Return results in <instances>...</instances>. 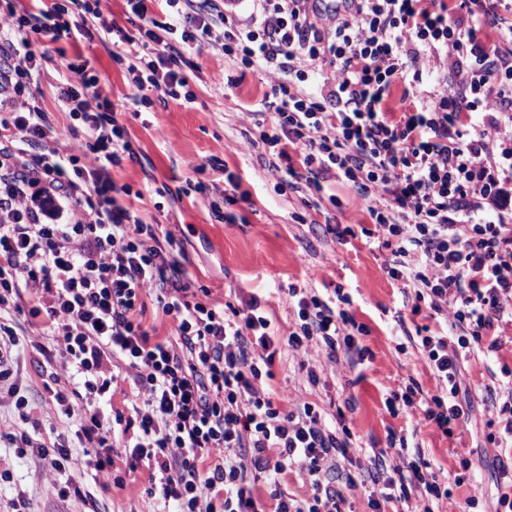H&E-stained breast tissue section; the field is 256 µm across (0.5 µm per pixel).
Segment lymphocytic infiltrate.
I'll return each instance as SVG.
<instances>
[{
	"label": "lymphocytic infiltrate",
	"instance_id": "f902f5d3",
	"mask_svg": "<svg viewBox=\"0 0 512 512\" xmlns=\"http://www.w3.org/2000/svg\"><path fill=\"white\" fill-rule=\"evenodd\" d=\"M239 19L234 0H163L157 24L148 0H127L136 33L100 18V0H52L0 14V402L11 400L20 425L0 430V444L40 459L53 492L86 500L85 474L113 484L116 457L129 470L149 469L157 512H345L357 486L344 421L329 423L311 403L289 408L272 397L275 357L318 349L330 363L362 354L366 328L342 289L289 287L296 321L280 334L264 301L218 306L206 288H191L172 234L140 220L125 203L127 187L111 176L132 148L96 70L78 57L67 65L57 100L83 134L68 152L55 145L46 111L27 96L40 66L33 36H117L138 92L193 102L181 66L223 41L232 61L274 81L270 123L258 142L284 163L289 189L302 155L308 188L321 176L351 182L369 199L372 227L334 225L345 239L364 235L389 249L385 270L412 292V315L428 312L436 329L416 349L436 376L435 392L409 382L385 399L390 413L415 408L444 435L467 419L461 362L474 350L501 348L496 327L512 324V27L496 41L478 34L507 0H342L323 14L322 0H253ZM100 21L74 27L73 11ZM334 76L315 81L318 65ZM440 71L446 88L418 97L404 112L387 111L397 80ZM55 195L68 223L45 222L36 195ZM152 322H145V315ZM36 336L19 334L21 324ZM53 367L50 395L73 434L44 435L37 403L19 381L23 345ZM136 392L131 412L100 407L122 385ZM492 427L486 440L512 447V378L487 389ZM372 512L403 501L432 512L446 498L421 451L404 466L374 459ZM306 475L311 492H275L261 502L255 482L285 470Z\"/></svg>",
	"mask_w": 512,
	"mask_h": 512
}]
</instances>
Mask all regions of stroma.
<instances>
[{"label":"stroma","mask_w":512,"mask_h":512,"mask_svg":"<svg viewBox=\"0 0 512 512\" xmlns=\"http://www.w3.org/2000/svg\"><path fill=\"white\" fill-rule=\"evenodd\" d=\"M32 49L41 66L33 72L29 89L55 127L60 148H69L77 133L57 103L55 87L74 58L73 48L68 39L37 35ZM112 50L111 43L97 39L82 47L97 71L99 91L112 102L137 153L136 160L126 159L112 168V179L131 188L126 202L144 223L159 225L182 242L187 276L208 288L210 301L238 305L251 294L268 293V316L284 331L295 319L285 293L288 286L315 288L326 297L340 286L350 294V312L367 328L359 339L367 350L363 365L353 369L342 361L332 366L313 350L302 357L276 359L269 382L275 393H287L291 404L319 405L327 419L344 409L353 434L350 453L364 469L348 501L349 512H371V482L365 469L373 452L386 450L391 433L419 447L439 481L448 484L450 495L435 503V512H493L498 488L495 462L505 451L485 440L488 414L481 395L484 388L497 385L503 369H512V327H505L508 341L500 350L473 353L464 361V382L473 407L453 437H444L418 410L390 414L384 404L390 391L404 388L412 379L431 392L436 380L407 346L424 321L410 314L402 282L388 277L389 251L362 236L340 240L325 230L329 224H370L367 200L345 181L332 178L326 179L324 192L341 199L338 208H310L317 195L307 189L277 190L281 175L269 169L256 127L264 119L263 103L272 95V81L264 72L229 66L223 51L212 49L183 69L196 94L194 103L157 98L139 110L133 104L132 78L125 65L113 60ZM230 181L238 189L228 203L223 191ZM216 204L235 213L236 223L218 221L212 212ZM296 212L306 215V223L293 220ZM19 362L28 389L43 407L45 424L64 428L65 417L43 388L42 367L27 354ZM303 362L317 368V384H310L300 370ZM464 458L471 459L473 476L457 486L453 480ZM0 459L12 471L11 481L0 484L1 500L22 491L33 512H75V501L51 494L42 468L31 458L5 448ZM385 462L392 468L401 460L387 452ZM114 473L122 487L105 491L93 479L84 481L97 512H153L155 504L146 493L147 467L132 472L119 461ZM471 498L476 508L468 507Z\"/></svg>","instance_id":"1"}]
</instances>
